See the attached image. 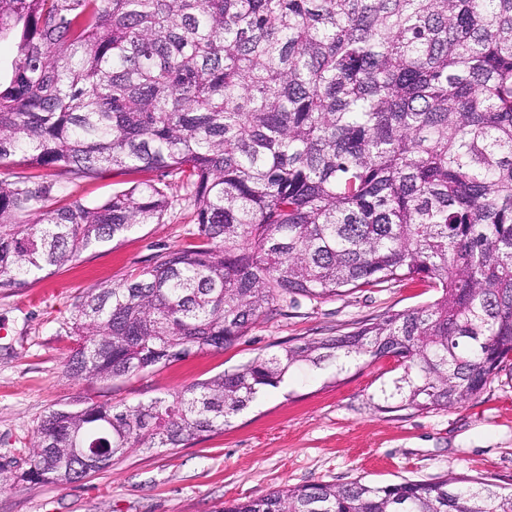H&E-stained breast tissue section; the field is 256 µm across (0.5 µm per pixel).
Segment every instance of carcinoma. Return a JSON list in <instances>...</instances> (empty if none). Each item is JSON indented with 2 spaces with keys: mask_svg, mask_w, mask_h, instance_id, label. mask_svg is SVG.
I'll return each mask as SVG.
<instances>
[{
  "mask_svg": "<svg viewBox=\"0 0 512 512\" xmlns=\"http://www.w3.org/2000/svg\"><path fill=\"white\" fill-rule=\"evenodd\" d=\"M20 40L0 81V292L159 224L177 177L196 238L76 304L65 373L110 381L221 349L293 303L417 279L431 303L261 354L134 405L52 409L15 482L72 484L180 448L297 369L393 357L383 403L447 410L512 359V0H0ZM223 512H512V491L431 480L287 486Z\"/></svg>",
  "mask_w": 512,
  "mask_h": 512,
  "instance_id": "cac0c4a2",
  "label": "carcinoma"
}]
</instances>
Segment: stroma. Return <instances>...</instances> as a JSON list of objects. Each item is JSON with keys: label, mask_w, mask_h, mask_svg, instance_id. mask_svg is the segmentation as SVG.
Returning <instances> with one entry per match:
<instances>
[{"label": "stroma", "mask_w": 512, "mask_h": 512, "mask_svg": "<svg viewBox=\"0 0 512 512\" xmlns=\"http://www.w3.org/2000/svg\"><path fill=\"white\" fill-rule=\"evenodd\" d=\"M163 223L145 224L119 244L94 245L51 275L0 293V463L26 467L28 442L49 410L85 396L133 405L232 370L260 354L309 339L339 336L385 312L432 302L418 282L360 288L259 318L223 349L114 381H75L64 373L66 334L75 305L90 289L117 284L190 242L192 206L174 177ZM398 374L384 358L331 372L297 371L224 429L179 448L128 450L107 469L66 486L0 483V512H222L225 502L262 497L286 486L361 480H430L454 471L512 490V361L486 389L452 410L380 411L374 404Z\"/></svg>", "instance_id": "stroma-1"}]
</instances>
